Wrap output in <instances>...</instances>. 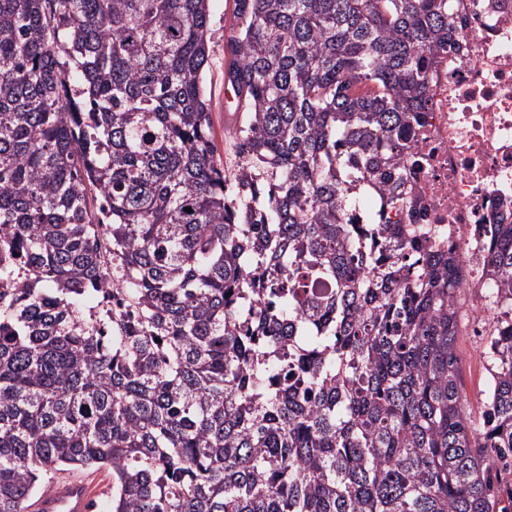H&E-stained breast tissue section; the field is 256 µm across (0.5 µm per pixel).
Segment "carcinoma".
Masks as SVG:
<instances>
[{
  "label": "carcinoma",
  "mask_w": 512,
  "mask_h": 512,
  "mask_svg": "<svg viewBox=\"0 0 512 512\" xmlns=\"http://www.w3.org/2000/svg\"><path fill=\"white\" fill-rule=\"evenodd\" d=\"M209 2L0 0V289L37 271L0 293V512L69 469L111 471L106 512H506L512 322L476 422L453 252L349 223L364 172L407 203L454 0H234L231 177ZM488 264L512 295V223ZM233 0H211L209 21L210 59L203 76L205 95L210 101L212 135L217 154L224 163L227 175L233 172L238 161L236 140L225 137L224 131L235 124L226 123V113L242 112L237 110V102L231 90H226L224 81V42L230 34L233 19ZM244 112L237 124L243 119Z\"/></svg>",
  "instance_id": "obj_1"
}]
</instances>
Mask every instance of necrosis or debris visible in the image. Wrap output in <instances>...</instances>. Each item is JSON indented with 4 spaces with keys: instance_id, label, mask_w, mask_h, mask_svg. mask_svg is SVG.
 <instances>
[{
    "instance_id": "4bbe7bcc",
    "label": "necrosis or debris",
    "mask_w": 512,
    "mask_h": 512,
    "mask_svg": "<svg viewBox=\"0 0 512 512\" xmlns=\"http://www.w3.org/2000/svg\"><path fill=\"white\" fill-rule=\"evenodd\" d=\"M455 47L438 55L403 162L407 208L383 224H429L465 269L461 288H490L493 227L512 223V0H455Z\"/></svg>"
}]
</instances>
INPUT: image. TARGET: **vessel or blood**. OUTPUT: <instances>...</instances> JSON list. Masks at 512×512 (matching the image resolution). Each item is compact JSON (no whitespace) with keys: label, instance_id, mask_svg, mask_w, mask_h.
Here are the masks:
<instances>
[{"label":"vessel or blood","instance_id":"b4317fda","mask_svg":"<svg viewBox=\"0 0 512 512\" xmlns=\"http://www.w3.org/2000/svg\"><path fill=\"white\" fill-rule=\"evenodd\" d=\"M96 491L75 472L56 473L48 492L30 497L23 512H94Z\"/></svg>","mask_w":512,"mask_h":512}]
</instances>
